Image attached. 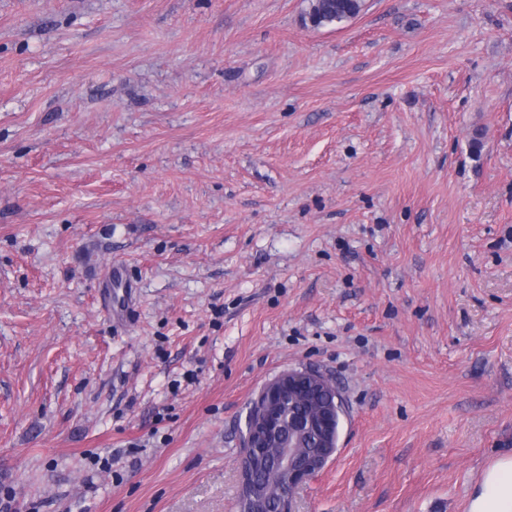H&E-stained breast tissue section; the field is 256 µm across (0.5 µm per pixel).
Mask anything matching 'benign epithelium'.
<instances>
[{
    "label": "benign epithelium",
    "mask_w": 512,
    "mask_h": 512,
    "mask_svg": "<svg viewBox=\"0 0 512 512\" xmlns=\"http://www.w3.org/2000/svg\"><path fill=\"white\" fill-rule=\"evenodd\" d=\"M294 399L310 406L307 416L295 417L289 412ZM254 401L260 411L246 418L240 448V512H291L296 491L336 452L341 398L326 375L310 369H288L270 380ZM301 434L314 435L319 451L313 454L300 446ZM263 468L278 474L274 496L254 481L255 471Z\"/></svg>",
    "instance_id": "7a95c632"
}]
</instances>
